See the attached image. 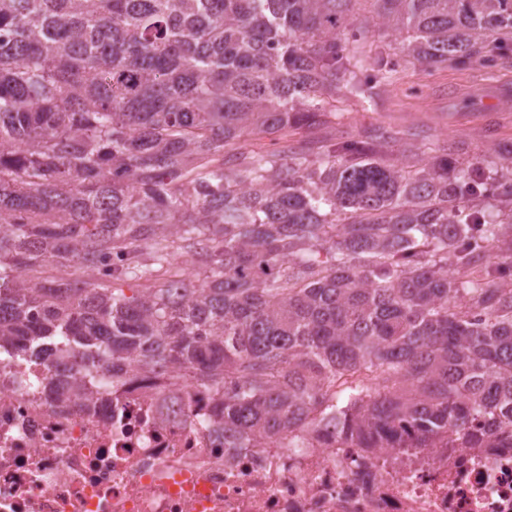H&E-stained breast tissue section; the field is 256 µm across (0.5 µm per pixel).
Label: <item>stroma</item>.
<instances>
[{
    "mask_svg": "<svg viewBox=\"0 0 512 512\" xmlns=\"http://www.w3.org/2000/svg\"><path fill=\"white\" fill-rule=\"evenodd\" d=\"M506 87L512 89V60L492 74L475 62L427 69L402 65L372 101H346L342 118L334 123L284 138L251 139L246 146L273 150L283 140L309 136L342 142L380 128L408 142L451 147L476 161L490 143H512V97L503 95Z\"/></svg>",
    "mask_w": 512,
    "mask_h": 512,
    "instance_id": "1",
    "label": "stroma"
}]
</instances>
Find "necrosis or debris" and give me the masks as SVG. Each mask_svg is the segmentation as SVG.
<instances>
[{"label":"necrosis or debris","mask_w":512,"mask_h":512,"mask_svg":"<svg viewBox=\"0 0 512 512\" xmlns=\"http://www.w3.org/2000/svg\"><path fill=\"white\" fill-rule=\"evenodd\" d=\"M55 369L0 368V512H512V447L364 448L316 429L232 448L219 395L182 370L129 376L86 409Z\"/></svg>","instance_id":"obj_1"}]
</instances>
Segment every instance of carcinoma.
<instances>
[{
  "instance_id": "cac0c4a2",
  "label": "carcinoma",
  "mask_w": 512,
  "mask_h": 512,
  "mask_svg": "<svg viewBox=\"0 0 512 512\" xmlns=\"http://www.w3.org/2000/svg\"><path fill=\"white\" fill-rule=\"evenodd\" d=\"M352 2L0 0V366L47 348L75 402L73 377L177 367L235 448L319 413L365 448L508 442L512 148L496 195L450 152L390 161L386 130L241 145L391 82L361 77ZM373 2L407 66L512 51V0ZM46 262L139 287L19 277Z\"/></svg>"
}]
</instances>
